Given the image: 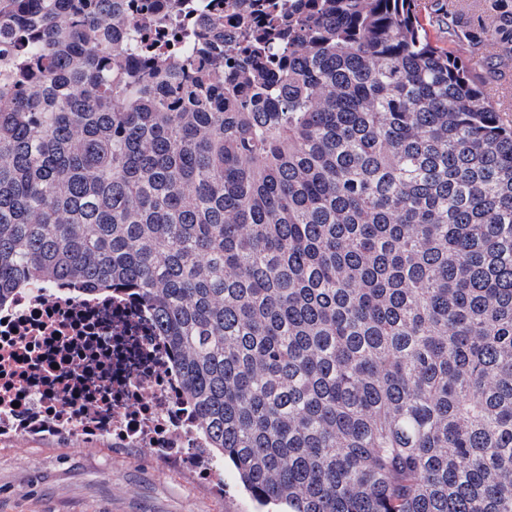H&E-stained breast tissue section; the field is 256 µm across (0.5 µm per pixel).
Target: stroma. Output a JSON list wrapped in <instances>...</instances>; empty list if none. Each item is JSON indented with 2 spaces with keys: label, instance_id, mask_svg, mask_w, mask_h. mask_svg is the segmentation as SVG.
<instances>
[{
  "label": "stroma",
  "instance_id": "35a3bbf8",
  "mask_svg": "<svg viewBox=\"0 0 512 512\" xmlns=\"http://www.w3.org/2000/svg\"><path fill=\"white\" fill-rule=\"evenodd\" d=\"M430 37L448 44V26L490 24L483 0L449 13L448 0H417ZM486 91L512 86V63L501 64L486 42L464 46ZM0 512H258L237 473L224 471V495L211 497L202 476L152 448H127L109 438L88 440L49 432L0 439Z\"/></svg>",
  "mask_w": 512,
  "mask_h": 512
}]
</instances>
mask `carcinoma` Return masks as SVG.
<instances>
[{"label":"carcinoma","instance_id":"cac0c4a2","mask_svg":"<svg viewBox=\"0 0 512 512\" xmlns=\"http://www.w3.org/2000/svg\"><path fill=\"white\" fill-rule=\"evenodd\" d=\"M482 29L512 59V0ZM143 52L0 0V305L141 295L211 457L284 512H512V128L414 0H260ZM160 34L168 13L146 5ZM148 47L151 54L173 59L184 56L189 49L184 42L172 36L168 39L151 36Z\"/></svg>","mask_w":512,"mask_h":512}]
</instances>
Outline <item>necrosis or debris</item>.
I'll list each match as a JSON object with an SVG mask.
<instances>
[{"label":"necrosis or debris","instance_id":"1","mask_svg":"<svg viewBox=\"0 0 512 512\" xmlns=\"http://www.w3.org/2000/svg\"><path fill=\"white\" fill-rule=\"evenodd\" d=\"M142 300L73 298L63 287L12 290L0 306V435L48 431L153 448L224 494L222 466L191 438Z\"/></svg>","mask_w":512,"mask_h":512}]
</instances>
